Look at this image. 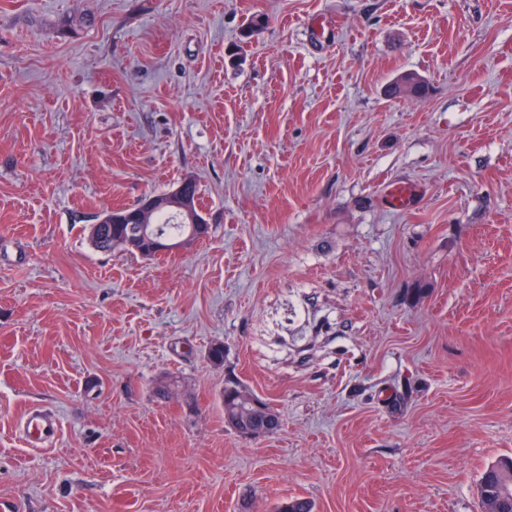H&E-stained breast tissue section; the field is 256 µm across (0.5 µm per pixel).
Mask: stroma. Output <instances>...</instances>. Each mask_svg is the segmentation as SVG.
<instances>
[{"label": "stroma", "mask_w": 512, "mask_h": 512, "mask_svg": "<svg viewBox=\"0 0 512 512\" xmlns=\"http://www.w3.org/2000/svg\"><path fill=\"white\" fill-rule=\"evenodd\" d=\"M186 177L203 241L93 246ZM233 384L277 433L225 425ZM501 456L512 0H0V512H481ZM419 187L414 183L391 181L380 196L382 206L389 212L399 213L415 207ZM24 431L26 441L31 447L42 448L57 434V417L53 412L31 408L24 417Z\"/></svg>", "instance_id": "stroma-1"}]
</instances>
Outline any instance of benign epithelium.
Returning <instances> with one entry per match:
<instances>
[{
  "instance_id": "7a95c632",
  "label": "benign epithelium",
  "mask_w": 512,
  "mask_h": 512,
  "mask_svg": "<svg viewBox=\"0 0 512 512\" xmlns=\"http://www.w3.org/2000/svg\"><path fill=\"white\" fill-rule=\"evenodd\" d=\"M190 184V180L184 179L169 192L168 197H146L135 207L126 211L109 209L96 220L95 224L90 226V234L94 237L98 236L100 227L105 224L116 226L138 224L141 228L138 238L131 240L119 237L115 239V245L126 251H134L143 257H154L174 250L188 249L198 240L206 237L208 233L207 220L200 207L194 204ZM169 207L180 210L183 219L189 224L187 235L176 241L161 234L154 225L155 214Z\"/></svg>"
}]
</instances>
